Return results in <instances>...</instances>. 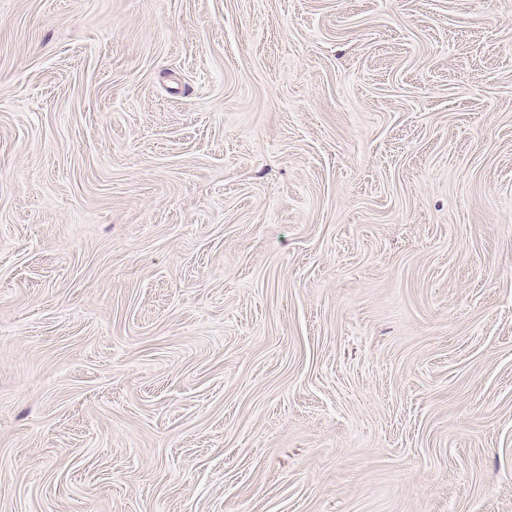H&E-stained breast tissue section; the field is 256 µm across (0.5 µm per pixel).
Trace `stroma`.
Segmentation results:
<instances>
[{"label":"stroma","instance_id":"stroma-1","mask_svg":"<svg viewBox=\"0 0 512 512\" xmlns=\"http://www.w3.org/2000/svg\"><path fill=\"white\" fill-rule=\"evenodd\" d=\"M0 512H512V0H0Z\"/></svg>","mask_w":512,"mask_h":512}]
</instances>
